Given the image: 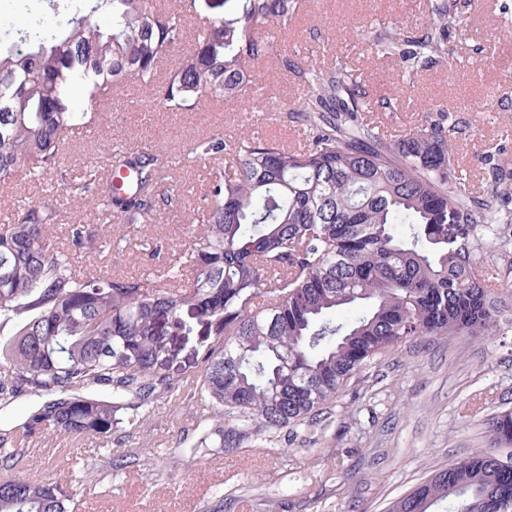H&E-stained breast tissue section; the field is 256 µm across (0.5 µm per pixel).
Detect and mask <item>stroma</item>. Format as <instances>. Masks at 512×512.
<instances>
[{"instance_id": "stroma-1", "label": "stroma", "mask_w": 512, "mask_h": 512, "mask_svg": "<svg viewBox=\"0 0 512 512\" xmlns=\"http://www.w3.org/2000/svg\"><path fill=\"white\" fill-rule=\"evenodd\" d=\"M97 0H0V50L35 48L59 34V21L89 13ZM463 29L450 30L445 60L407 70L398 56L361 44L357 25L381 30L413 26L429 0H299L288 30L269 35L268 67L257 90L233 102L193 111L164 108L158 91L129 82L110 102L96 105L92 130L66 147L58 172L33 180L18 175L0 187V224L17 220L20 207L56 200L51 233L66 240L72 221L87 224L95 247L79 260L98 274L139 276L184 249L191 223L214 178L211 163L191 159L195 144L214 136L248 133L302 147V127L286 117L306 85L279 68L289 56L299 66H341L354 74L373 116L393 139L424 124L427 114L448 115L456 171L473 185L488 176V155L512 160V0H447ZM151 152L165 163L159 221L124 223L77 207L63 182L89 167H106L118 148ZM131 239L114 262L107 234ZM207 344L198 329L172 337L165 366L193 371ZM512 410V324L496 336H453L395 347L369 363L337 395L319 423L290 429L277 441L228 455L211 448L197 457L195 403H155L145 428L111 443L45 436L23 472L68 481L77 512H274L285 499L290 512H388L397 499L444 469L489 445L487 420ZM140 454L119 470L109 463L127 449Z\"/></svg>"}]
</instances>
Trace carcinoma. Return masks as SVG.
Returning <instances> with one entry per match:
<instances>
[{"instance_id": "cac0c4a2", "label": "carcinoma", "mask_w": 512, "mask_h": 512, "mask_svg": "<svg viewBox=\"0 0 512 512\" xmlns=\"http://www.w3.org/2000/svg\"><path fill=\"white\" fill-rule=\"evenodd\" d=\"M230 1L235 12L191 29L195 0H98L50 43L0 54V185L56 169L66 143L96 123L89 108L128 81L162 82L171 111L246 92L269 52L261 34L288 29L297 3ZM102 8L111 11L106 24L91 18ZM462 24L437 5L412 36L399 25L357 36L424 67L448 57V31ZM189 36L193 51L160 73ZM280 68L308 88L288 109L306 145L249 134L197 145L198 160L224 156V171L188 246L158 275L77 270L73 259L93 238L76 222L60 248L52 202L0 225V330L13 326L0 338V403L45 398L16 430L0 432V512H74L67 484L19 473L47 434L108 442L143 426L152 402L186 395L201 410L191 454L230 453L316 420L365 362L402 342L496 335L512 280L490 283L477 252L512 224L500 208L512 196V167L494 163L476 194L451 172L445 113L388 140L345 68L304 69L286 55ZM163 173L158 157L119 149L108 173L64 189L132 224L158 204ZM188 318L209 343L195 371L179 376L161 356ZM488 428L491 447L432 474L391 512H431L444 501L452 512H491L497 500L511 507L493 448L512 444V413Z\"/></svg>"}]
</instances>
